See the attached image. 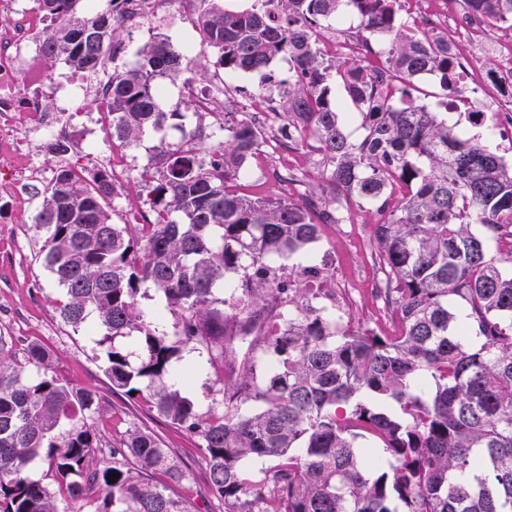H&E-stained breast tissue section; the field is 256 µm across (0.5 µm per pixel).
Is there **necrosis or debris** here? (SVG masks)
<instances>
[{"instance_id": "4bbe7bcc", "label": "necrosis or debris", "mask_w": 512, "mask_h": 512, "mask_svg": "<svg viewBox=\"0 0 512 512\" xmlns=\"http://www.w3.org/2000/svg\"><path fill=\"white\" fill-rule=\"evenodd\" d=\"M406 2L409 18L424 22L443 37L463 83L474 82L473 66L458 58L456 48L462 41L482 46L491 20L467 12L461 0H435L431 5ZM161 15L174 24L191 20L190 10L174 9L173 0H120L113 18L122 24L142 25ZM45 32L46 19L35 0H0V167L14 170L11 178H0V198L19 205L28 197L30 181L49 174L36 159L41 136L61 142L82 136L90 159L117 167L122 164L103 137L112 124L107 84L85 80L80 73L64 79L51 73L40 52ZM47 94L59 98L57 113L41 109L39 101Z\"/></svg>"}]
</instances>
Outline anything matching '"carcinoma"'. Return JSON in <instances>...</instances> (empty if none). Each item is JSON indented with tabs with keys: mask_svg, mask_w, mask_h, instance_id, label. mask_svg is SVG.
<instances>
[{
	"mask_svg": "<svg viewBox=\"0 0 512 512\" xmlns=\"http://www.w3.org/2000/svg\"><path fill=\"white\" fill-rule=\"evenodd\" d=\"M52 21L44 62L91 75L122 49L116 0H36ZM196 28L224 74L261 72L251 106L219 130L186 129L162 107L159 79L176 78L184 50L157 32L139 64L113 71L112 138L172 129L149 159L155 221L116 224L106 171L58 165L32 229L39 256L65 290L60 318L105 330V375L149 400L196 439L224 512H512V165L421 102L417 81L459 92L448 47L410 35L399 0H253L226 10L195 0ZM512 29V0H464ZM386 59L325 62L318 33L347 13ZM288 57L279 80L272 62ZM360 110L364 137L345 132L333 75ZM318 155L325 185L299 170L275 174L278 197L237 191L268 141ZM376 206L371 248L393 332L353 329L306 287L325 265L286 271L321 226L343 224L351 203ZM233 288L227 297L220 286ZM153 290L174 322L140 310ZM0 336V512H191L169 485L189 472L151 432L133 426L104 450L93 419L101 395L59 378L52 355L29 345L24 362ZM207 352L222 394L197 412L179 385L186 350ZM48 464L33 476L31 464ZM269 459L252 478L247 463ZM162 473L167 483L145 480ZM119 479L111 483L108 475Z\"/></svg>",
	"mask_w": 512,
	"mask_h": 512,
	"instance_id": "obj_1",
	"label": "carcinoma"
}]
</instances>
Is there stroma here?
<instances>
[{
    "label": "stroma",
    "mask_w": 512,
    "mask_h": 512,
    "mask_svg": "<svg viewBox=\"0 0 512 512\" xmlns=\"http://www.w3.org/2000/svg\"><path fill=\"white\" fill-rule=\"evenodd\" d=\"M214 56L211 47L202 46L199 55L184 62L181 76L165 83L166 107L183 112L187 127H216L224 111H239L248 94L260 85V74L234 75L224 90L223 112L196 113L194 91L210 87L199 71L213 62ZM158 140V134L149 132L134 145L113 142V150L125 155L127 165L120 196L114 202L116 223H124L130 209L148 211L149 198L142 175ZM281 161L279 150L267 148L257 162L251 163L248 177L240 183V192L256 196L282 194L283 189L274 177ZM38 204L35 197L25 209L0 201V335L13 337L18 353L30 343L45 347L52 353L61 378L99 392L105 411L96 427L103 447H111L133 425L153 432L190 473L188 482L172 487V495L186 500L191 512H224L223 505L210 494L208 473L196 441L158 415L146 400L113 388L103 371L104 349L98 343V335L74 331L60 319L58 305L65 292L43 266L39 257L41 243L30 230ZM349 217L346 225H323L321 238L311 253L294 255L285 264L294 269L310 259L329 263L352 286L354 299L348 308L349 324L376 329L383 326L385 314L382 301L371 293L378 275L369 247L376 216L369 206L363 205L351 207ZM183 358L194 368L193 380L184 386L183 392L198 412H207L220 398L214 383L215 370L206 352L190 351Z\"/></svg>",
    "instance_id": "1"
}]
</instances>
